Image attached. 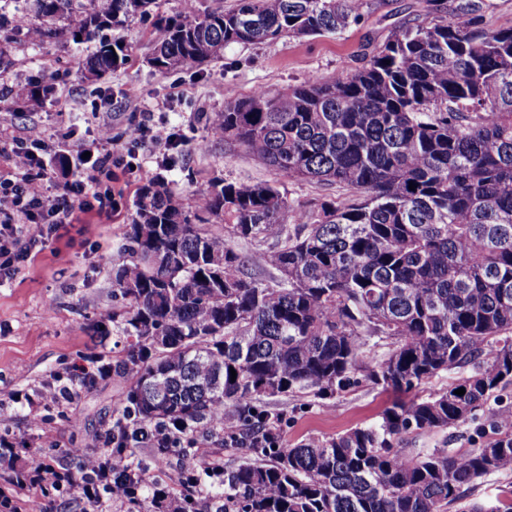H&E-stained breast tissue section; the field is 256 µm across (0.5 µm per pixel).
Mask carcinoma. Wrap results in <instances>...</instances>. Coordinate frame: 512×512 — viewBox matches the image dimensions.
<instances>
[{
  "label": "carcinoma",
  "mask_w": 512,
  "mask_h": 512,
  "mask_svg": "<svg viewBox=\"0 0 512 512\" xmlns=\"http://www.w3.org/2000/svg\"><path fill=\"white\" fill-rule=\"evenodd\" d=\"M24 2L0 15V41L20 31L34 45L94 42L88 80L126 63L105 32L136 18H153V68L193 70L233 44L337 35L362 6L237 0L166 16L161 0ZM426 2L433 18L362 68L257 90L209 120L207 140L356 198L308 208L268 182L216 176L188 203L158 178L140 186L112 279L122 306L88 325L121 347L46 382L126 384L91 450L107 478L78 466L45 491L80 487L99 507L123 487L129 512H449L464 486L512 472V423L456 452L394 449L404 433L499 416L489 401L512 386V29L481 27L473 0L449 17ZM52 91L41 77L14 94L38 107ZM378 345L388 350L362 367ZM361 371L401 395L378 423L293 448L261 443L278 422L266 398L333 395ZM444 372L460 376L418 394ZM236 447L255 460L228 469L221 454ZM461 512H512V498Z\"/></svg>",
  "instance_id": "cac0c4a2"
}]
</instances>
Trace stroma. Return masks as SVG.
Returning a JSON list of instances; mask_svg holds the SVG:
<instances>
[{
  "instance_id": "35a3bbf8",
  "label": "stroma",
  "mask_w": 512,
  "mask_h": 512,
  "mask_svg": "<svg viewBox=\"0 0 512 512\" xmlns=\"http://www.w3.org/2000/svg\"><path fill=\"white\" fill-rule=\"evenodd\" d=\"M428 19L425 0H363L360 21L341 34L234 44L225 48L223 58L197 70L167 72L147 65L150 25L135 19L119 33L132 48L128 63L93 82L85 81L79 70L84 47L70 42L36 46L22 35L13 37L8 45L12 65L0 74V128L8 134L20 137L37 125L54 138L74 126L90 140L106 118L113 137L125 143L146 114H153L157 124L155 140L136 149L137 171H118L110 183L117 212L76 210L71 223L55 226L46 246L0 279V436L18 448L16 468L28 472L41 461L76 467L78 449L92 447L101 417L123 397L124 383L111 377L62 404L50 395L45 381L52 373L76 369L99 350L87 326L99 311L115 304L112 268L145 179L160 177L187 199L214 176L273 183L289 199L311 208L324 199L351 198L344 187L288 179L242 149L215 142L198 151L193 144L206 136L207 116L223 111L231 98L257 89L276 93L312 78L356 70L396 31ZM41 75L54 77V94L38 109L23 107L13 88ZM131 85L141 91L134 102L125 97ZM176 129L188 144L179 163L165 168V138ZM394 399L393 393L363 379L331 397L291 394L276 398L271 407L284 418L281 445L291 448L376 423ZM490 424L480 410L456 428L403 435L394 447L405 452L466 449Z\"/></svg>"
}]
</instances>
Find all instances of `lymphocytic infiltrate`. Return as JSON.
<instances>
[{
    "label": "lymphocytic infiltrate",
    "mask_w": 512,
    "mask_h": 512,
    "mask_svg": "<svg viewBox=\"0 0 512 512\" xmlns=\"http://www.w3.org/2000/svg\"><path fill=\"white\" fill-rule=\"evenodd\" d=\"M109 126L98 129L91 143L72 141L65 156L74 166L86 167L87 175L54 185L51 169L42 157L50 143L40 127L28 128L24 138L13 140L5 152L11 164V177H0V257L13 262L30 255L34 242L17 246L16 225L34 223L40 215H48L53 223L65 224L76 209L111 204L112 198L102 184L111 180L112 169L119 163L112 153Z\"/></svg>",
    "instance_id": "1"
}]
</instances>
